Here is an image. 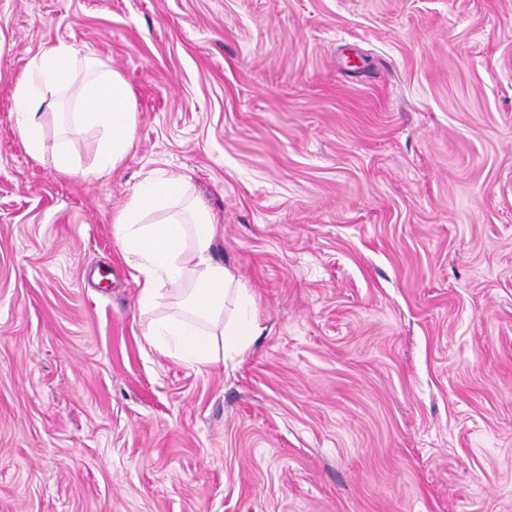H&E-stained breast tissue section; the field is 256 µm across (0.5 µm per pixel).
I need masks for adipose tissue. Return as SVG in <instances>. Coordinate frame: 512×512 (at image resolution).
Here are the masks:
<instances>
[{"label":"adipose tissue","instance_id":"ef3b65f1","mask_svg":"<svg viewBox=\"0 0 512 512\" xmlns=\"http://www.w3.org/2000/svg\"><path fill=\"white\" fill-rule=\"evenodd\" d=\"M76 57L71 47L42 48L17 78L13 110L20 141L35 158L51 152L57 169L73 173L69 139L46 147L38 113L47 96L71 93L75 123L100 130L101 167L116 169L136 137L132 92L114 71L75 81ZM185 180L179 175L141 181L130 201L113 219L114 237L139 287L141 311L159 307L164 297L177 300V311L150 320L142 330L149 346L183 363L210 366L241 355L259 331L255 297L241 280L215 260V224L209 211L193 203L186 218L147 222L156 209L182 201Z\"/></svg>","mask_w":512,"mask_h":512}]
</instances>
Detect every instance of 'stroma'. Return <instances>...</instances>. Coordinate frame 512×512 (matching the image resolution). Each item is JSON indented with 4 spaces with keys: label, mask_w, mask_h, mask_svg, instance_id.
<instances>
[{
    "label": "stroma",
    "mask_w": 512,
    "mask_h": 512,
    "mask_svg": "<svg viewBox=\"0 0 512 512\" xmlns=\"http://www.w3.org/2000/svg\"><path fill=\"white\" fill-rule=\"evenodd\" d=\"M118 72L136 141L50 97ZM185 178L256 296L243 356L149 346L112 217ZM0 512H512V0H0ZM76 57L71 47L42 48L16 79L13 110L20 141L39 159L45 152L38 112L47 94L70 92L75 84ZM75 123L102 132L101 168L115 170L126 158L136 137V112L130 87L114 71H100L72 91ZM52 155L57 169L64 174H75L77 170L72 163L71 142L66 137L58 138L52 148Z\"/></svg>",
    "instance_id": "stroma-1"
}]
</instances>
